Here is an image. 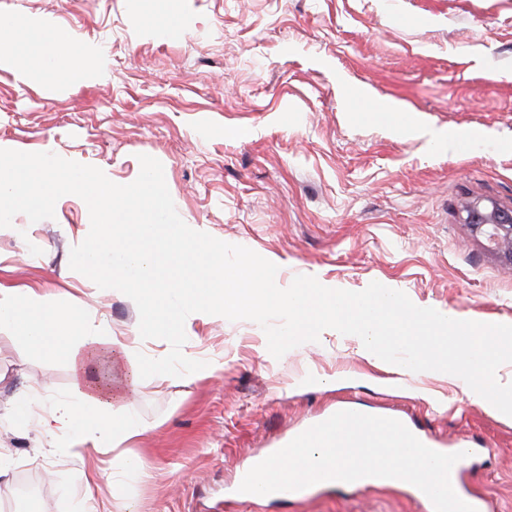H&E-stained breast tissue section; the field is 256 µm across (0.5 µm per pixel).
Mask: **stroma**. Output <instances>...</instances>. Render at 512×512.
<instances>
[{"label":"stroma","instance_id":"35a3bbf8","mask_svg":"<svg viewBox=\"0 0 512 512\" xmlns=\"http://www.w3.org/2000/svg\"><path fill=\"white\" fill-rule=\"evenodd\" d=\"M172 6L177 39L150 24ZM13 14L100 45L106 75L45 85L0 59V149L52 152L122 185L152 156L182 220L273 262L281 286L377 281L420 307L512 324V263L462 220L472 200L512 208V0H0ZM365 98L404 110L407 130L361 111ZM453 131L470 135L468 154ZM89 230L74 196L51 219L16 215L0 228V290L87 308L113 340L112 396L139 433L104 450L50 433L73 366L0 322V479L35 489L28 512H418L399 489L226 498L251 457L346 401L406 412L433 447L487 448L463 480L512 512V417L450 374L363 354L357 336L327 329L277 359L255 322L194 313L182 352L208 369L141 379L137 353L170 345L141 338L129 297L70 269Z\"/></svg>","mask_w":512,"mask_h":512}]
</instances>
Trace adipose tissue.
Here are the masks:
<instances>
[{
	"mask_svg": "<svg viewBox=\"0 0 512 512\" xmlns=\"http://www.w3.org/2000/svg\"><path fill=\"white\" fill-rule=\"evenodd\" d=\"M0 38L27 44L30 63L41 83L102 72L99 45L70 46L56 31L25 17L0 18ZM86 317V310L51 307L29 291L0 294V322L17 326L22 336L44 354L69 358L74 365L73 398L54 409L58 430L71 437L86 438L97 448H115L135 435L137 429L113 404L111 386L96 377L97 362L111 352L112 342L95 335L87 327Z\"/></svg>",
	"mask_w": 512,
	"mask_h": 512,
	"instance_id": "adipose-tissue-1",
	"label": "adipose tissue"
}]
</instances>
